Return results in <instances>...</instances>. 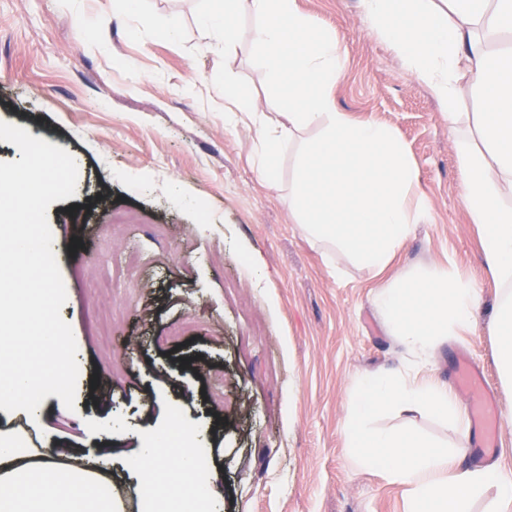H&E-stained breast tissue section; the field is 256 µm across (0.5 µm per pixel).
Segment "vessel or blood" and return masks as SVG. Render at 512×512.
I'll list each match as a JSON object with an SVG mask.
<instances>
[{
	"label": "vessel or blood",
	"mask_w": 512,
	"mask_h": 512,
	"mask_svg": "<svg viewBox=\"0 0 512 512\" xmlns=\"http://www.w3.org/2000/svg\"><path fill=\"white\" fill-rule=\"evenodd\" d=\"M454 380L468 400L472 428L479 439L483 454H494L498 439V422L484 378L471 365L467 355H459Z\"/></svg>",
	"instance_id": "vessel-or-blood-1"
}]
</instances>
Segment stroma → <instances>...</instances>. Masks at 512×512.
<instances>
[{"mask_svg": "<svg viewBox=\"0 0 512 512\" xmlns=\"http://www.w3.org/2000/svg\"><path fill=\"white\" fill-rule=\"evenodd\" d=\"M113 2L0 0V121L78 166L75 195L53 202L48 220L80 367L74 409L50 395L41 420L0 412V425L90 456L111 448L122 512H146L152 479L129 473L120 454L164 428L203 435L219 512H406L404 486L354 468L345 425L359 378L396 371L448 384L463 352L498 413L512 411L489 331L499 285L460 202L444 112L358 0H297L309 22L344 40L339 110L390 127L419 171L428 216L393 271L445 266L479 287L476 327L425 358L387 331L375 304L386 274L301 233L288 206L293 151L271 187L256 169L254 128H225L213 84L223 64L262 111L277 112L250 59L254 16L224 60L195 0H141L120 17ZM116 210L136 216L117 236ZM188 317L195 328L170 338ZM374 425L416 431L477 463V439L460 437L459 421L388 412Z\"/></svg>", "mask_w": 512, "mask_h": 512, "instance_id": "35a3bbf8", "label": "stroma"}]
</instances>
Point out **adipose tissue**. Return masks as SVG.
<instances>
[{
	"label": "adipose tissue",
	"instance_id": "1",
	"mask_svg": "<svg viewBox=\"0 0 512 512\" xmlns=\"http://www.w3.org/2000/svg\"><path fill=\"white\" fill-rule=\"evenodd\" d=\"M374 33L398 54L448 114L455 143L461 203L480 234L487 272L506 290L490 327L495 363L512 388V0H361ZM476 111L461 108L465 98ZM377 304L388 331L409 349L427 354L449 335L471 328L480 294L476 284L432 267L394 277ZM395 409L455 417L447 387L376 374L358 384L347 437L361 470L377 471L409 487V512H471L485 487L512 504V484L491 467H465L446 446L413 431L370 428ZM101 462H80L70 449L26 448L19 432L0 429V512H118L102 498L111 481Z\"/></svg>",
	"mask_w": 512,
	"mask_h": 512
}]
</instances>
